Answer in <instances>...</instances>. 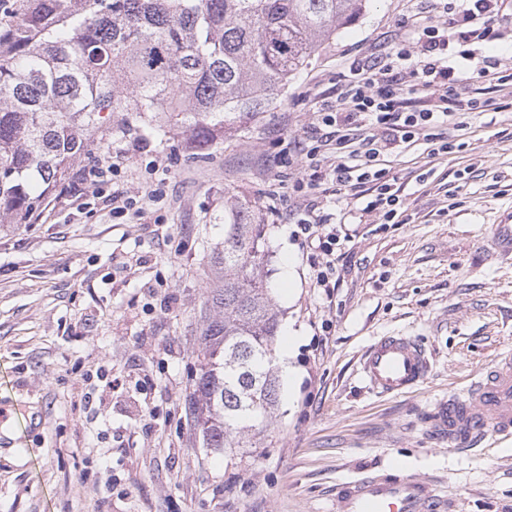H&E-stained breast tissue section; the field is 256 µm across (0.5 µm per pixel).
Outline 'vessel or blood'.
<instances>
[{"label": "vessel or blood", "mask_w": 512, "mask_h": 512, "mask_svg": "<svg viewBox=\"0 0 512 512\" xmlns=\"http://www.w3.org/2000/svg\"><path fill=\"white\" fill-rule=\"evenodd\" d=\"M430 363L425 349L400 333L376 337L361 358V375L381 395H398L420 386ZM438 438L471 445L512 436V356L500 357L463 392L441 399L433 414ZM335 512H445L446 502L431 479L393 477L378 471L339 483Z\"/></svg>", "instance_id": "obj_1"}]
</instances>
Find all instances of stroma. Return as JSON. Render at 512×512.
Listing matches in <instances>:
<instances>
[{
  "label": "stroma",
  "mask_w": 512,
  "mask_h": 512,
  "mask_svg": "<svg viewBox=\"0 0 512 512\" xmlns=\"http://www.w3.org/2000/svg\"><path fill=\"white\" fill-rule=\"evenodd\" d=\"M406 0H369L276 106L203 160L187 143L112 116L93 162L76 161L30 225L0 224V512H334L337 483L368 469L428 477L452 512H512V438L455 450L428 433L436 402L512 353V107L464 110L453 153L425 141L392 158L409 219L338 225L332 294L287 218L305 179L297 144L347 62L395 33ZM162 183L163 195L147 191ZM146 217L112 212L113 192ZM256 202L280 331L298 380L280 384L265 439L206 447L185 411L224 194ZM414 337L430 371L393 397L359 359L378 336ZM110 484V495L98 487Z\"/></svg>",
  "instance_id": "1"
}]
</instances>
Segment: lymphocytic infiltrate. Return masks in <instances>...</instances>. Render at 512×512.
Masks as SVG:
<instances>
[{"instance_id":"1","label":"lymphocytic infiltrate","mask_w":512,"mask_h":512,"mask_svg":"<svg viewBox=\"0 0 512 512\" xmlns=\"http://www.w3.org/2000/svg\"><path fill=\"white\" fill-rule=\"evenodd\" d=\"M499 0H416L397 23L391 48L352 61L337 89L336 99L321 107L320 122L311 130L312 147L304 154V170L313 182L332 184L355 201L356 212L381 213L384 223H403V186L390 177L386 162L417 141L432 153L453 149L448 121L462 108H502L501 93L512 74H500L491 58H475L469 47L491 43L501 34L495 27ZM464 44L460 56L469 61L459 74L445 52ZM414 84H405L404 74ZM314 200L297 202L292 214L307 241L324 260L314 285L334 288L336 233L330 215L318 214Z\"/></svg>"}]
</instances>
